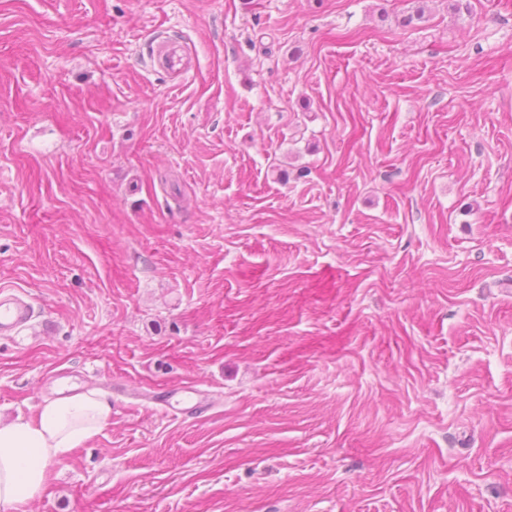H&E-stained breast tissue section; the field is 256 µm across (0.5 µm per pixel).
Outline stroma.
Masks as SVG:
<instances>
[{
    "instance_id": "obj_1",
    "label": "stroma",
    "mask_w": 512,
    "mask_h": 512,
    "mask_svg": "<svg viewBox=\"0 0 512 512\" xmlns=\"http://www.w3.org/2000/svg\"><path fill=\"white\" fill-rule=\"evenodd\" d=\"M1 288L27 512H512V0H0ZM32 317L31 306L9 289L0 290V334L12 336ZM112 406L96 389L45 400L36 419L0 422V506L26 512L50 467L100 433Z\"/></svg>"
}]
</instances>
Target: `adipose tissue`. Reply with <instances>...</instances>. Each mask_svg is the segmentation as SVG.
Masks as SVG:
<instances>
[{"label":"adipose tissue","instance_id":"obj_1","mask_svg":"<svg viewBox=\"0 0 512 512\" xmlns=\"http://www.w3.org/2000/svg\"><path fill=\"white\" fill-rule=\"evenodd\" d=\"M112 414L95 389L46 399L37 418L0 422V506L26 512L51 466L100 433Z\"/></svg>","mask_w":512,"mask_h":512}]
</instances>
